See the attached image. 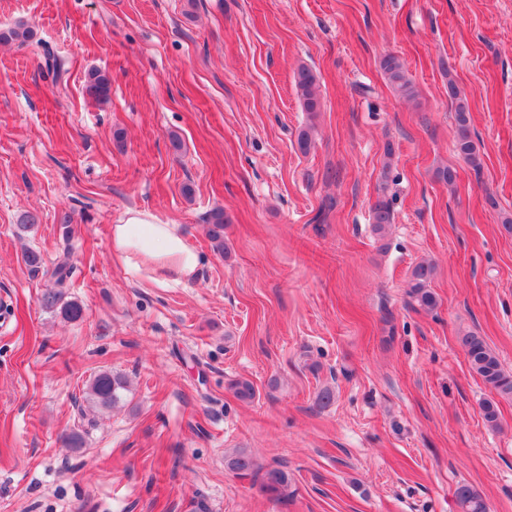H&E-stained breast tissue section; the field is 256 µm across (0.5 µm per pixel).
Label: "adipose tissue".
<instances>
[{
    "instance_id": "obj_1",
    "label": "adipose tissue",
    "mask_w": 512,
    "mask_h": 512,
    "mask_svg": "<svg viewBox=\"0 0 512 512\" xmlns=\"http://www.w3.org/2000/svg\"><path fill=\"white\" fill-rule=\"evenodd\" d=\"M111 236L113 254L133 277L177 285L192 278L199 267L179 225L159 223L151 211L126 210L112 225Z\"/></svg>"
}]
</instances>
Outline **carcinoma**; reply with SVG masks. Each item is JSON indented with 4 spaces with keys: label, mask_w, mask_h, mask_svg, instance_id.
I'll return each instance as SVG.
<instances>
[{
    "label": "carcinoma",
    "mask_w": 512,
    "mask_h": 512,
    "mask_svg": "<svg viewBox=\"0 0 512 512\" xmlns=\"http://www.w3.org/2000/svg\"><path fill=\"white\" fill-rule=\"evenodd\" d=\"M32 35V31L23 24L0 30V43H25ZM381 67L392 87L404 96L413 95L412 84L406 77L399 59L393 55L385 56ZM295 85L302 102L303 110L312 117L322 110V101L319 93V80L314 71L306 66L299 67L295 72ZM110 79L100 72L89 74L85 93L89 99L101 102L109 97ZM448 98L454 105L455 112V148L463 159L475 172H480L482 161L478 146L472 137L470 110L467 98L458 89L453 79H448ZM392 222L391 203L386 197H379L372 206V224L374 230L381 233ZM214 249L224 253V212L214 211L209 220L207 230ZM433 263L422 260L411 270L408 284V294L412 302L422 309H432L437 300L429 289V283L434 277ZM72 276V267L67 260H62L54 267L52 277L54 287L44 292L41 303L47 309H58L67 320H77L82 316V307L74 300L65 299L64 289ZM469 367L497 396L512 399V371L504 368L499 356L486 341L479 335L468 332L458 338ZM128 382L124 375L111 371H100L89 381L86 395L89 401L102 409L112 408L123 400L127 391ZM235 397L241 401H250L254 398L253 383L247 379H237L230 384ZM481 415L484 422L491 428L500 425L497 403L491 399L485 400L481 405ZM227 467L239 476H250L259 483L265 494L277 499L289 495L290 478L288 472L271 467L261 469L253 457L245 451H238L227 460ZM457 504L461 512H489L487 502L482 495L471 485L462 483L455 492Z\"/></svg>",
    "instance_id": "carcinoma-1"
}]
</instances>
